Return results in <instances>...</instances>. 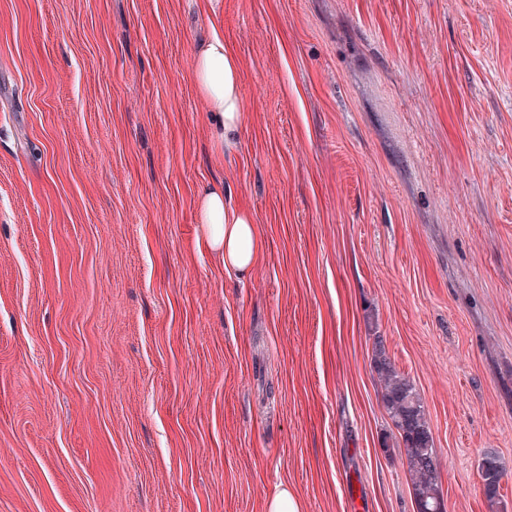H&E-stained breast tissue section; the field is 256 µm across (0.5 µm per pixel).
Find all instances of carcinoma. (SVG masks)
Segmentation results:
<instances>
[{
    "instance_id": "obj_1",
    "label": "carcinoma",
    "mask_w": 512,
    "mask_h": 512,
    "mask_svg": "<svg viewBox=\"0 0 512 512\" xmlns=\"http://www.w3.org/2000/svg\"><path fill=\"white\" fill-rule=\"evenodd\" d=\"M373 368L383 384V402L396 430L391 447L406 451L416 512H436L443 501L435 464L433 438L422 399L413 383L401 375L374 337ZM483 492L490 501L499 496L502 472L495 452L483 454L478 468Z\"/></svg>"
}]
</instances>
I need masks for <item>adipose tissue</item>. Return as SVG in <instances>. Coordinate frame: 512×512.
Masks as SVG:
<instances>
[{
  "label": "adipose tissue",
  "instance_id": "obj_1",
  "mask_svg": "<svg viewBox=\"0 0 512 512\" xmlns=\"http://www.w3.org/2000/svg\"><path fill=\"white\" fill-rule=\"evenodd\" d=\"M194 83L209 104L215 146L237 140L243 123L238 61L220 35H212L199 46ZM197 220L205 245L220 257L225 271L245 275L264 247L249 215L225 206L223 187L210 185L199 195Z\"/></svg>",
  "mask_w": 512,
  "mask_h": 512
}]
</instances>
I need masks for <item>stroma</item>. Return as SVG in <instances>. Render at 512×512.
<instances>
[{"label":"stroma","instance_id":"stroma-1","mask_svg":"<svg viewBox=\"0 0 512 512\" xmlns=\"http://www.w3.org/2000/svg\"><path fill=\"white\" fill-rule=\"evenodd\" d=\"M377 336L447 512H512V0H0V512H414ZM194 83L209 104L213 142L224 148L240 135L243 103L237 58L217 33L197 50ZM197 220L207 248L224 270L244 276L264 248V239L249 215L224 205V187L207 186L199 195ZM478 474L486 498L490 501L495 500L499 496L502 472L494 451L488 450L483 454Z\"/></svg>","mask_w":512,"mask_h":512}]
</instances>
